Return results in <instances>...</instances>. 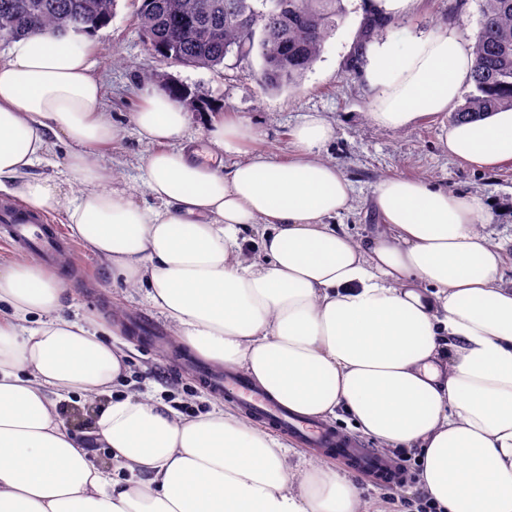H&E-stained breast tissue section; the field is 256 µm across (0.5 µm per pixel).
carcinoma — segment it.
Returning a JSON list of instances; mask_svg holds the SVG:
<instances>
[{
	"label": "carcinoma",
	"mask_w": 512,
	"mask_h": 512,
	"mask_svg": "<svg viewBox=\"0 0 512 512\" xmlns=\"http://www.w3.org/2000/svg\"><path fill=\"white\" fill-rule=\"evenodd\" d=\"M473 43L476 93L453 120L479 119L512 108V0H481ZM117 0H0V41L16 42L38 31L58 38L77 27L87 33L107 26ZM347 15L344 0H140L137 27L163 58L186 67L219 69L232 56L260 59L259 82L273 91L297 84L323 51L326 39ZM389 19H363L362 50ZM190 112L210 102L188 87L171 83Z\"/></svg>",
	"instance_id": "1"
}]
</instances>
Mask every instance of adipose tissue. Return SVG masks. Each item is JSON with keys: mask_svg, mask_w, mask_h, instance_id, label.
Masks as SVG:
<instances>
[{"mask_svg": "<svg viewBox=\"0 0 512 512\" xmlns=\"http://www.w3.org/2000/svg\"><path fill=\"white\" fill-rule=\"evenodd\" d=\"M92 45L38 32L0 62V195L56 212L201 358L304 418L342 410L379 449H417L415 482L437 512H512V285L483 199L386 176L370 200L379 228L354 238L333 223L353 196L322 155L336 135L325 117L303 115L285 161L244 156L257 133L242 121L213 122L203 156L185 139L190 112L148 84L131 115L148 151L129 187L104 159L120 131L101 110ZM365 59L369 117L387 130L447 112L474 64L453 26L372 43ZM443 141L475 168L511 161L512 108ZM60 143L64 179L33 176ZM66 179L77 192L62 193ZM251 225L253 248L240 235ZM63 308L44 264L0 265V512H368L353 481L289 465L240 416L187 418L138 390L101 409L110 464L92 462L59 407L106 397L126 354Z\"/></svg>", "mask_w": 512, "mask_h": 512, "instance_id": "adipose-tissue-1", "label": "adipose tissue"}]
</instances>
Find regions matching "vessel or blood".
Listing matches in <instances>:
<instances>
[{"label":"vessel or blood","mask_w":512,"mask_h":512,"mask_svg":"<svg viewBox=\"0 0 512 512\" xmlns=\"http://www.w3.org/2000/svg\"><path fill=\"white\" fill-rule=\"evenodd\" d=\"M0 236L13 245L38 250L51 259L57 258L61 253L57 230L43 223L41 217L27 212L19 215L8 210L1 212ZM204 380L216 393L234 400L281 431L299 435L313 447L334 449L336 454L356 468L374 469L385 480H397L398 472L390 465L373 459L365 449L356 447L339 432L294 415L278 402L257 392L236 374L228 371H208L204 374Z\"/></svg>","instance_id":"b4317fda"}]
</instances>
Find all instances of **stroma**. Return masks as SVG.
<instances>
[{
    "mask_svg": "<svg viewBox=\"0 0 512 512\" xmlns=\"http://www.w3.org/2000/svg\"><path fill=\"white\" fill-rule=\"evenodd\" d=\"M349 13L325 42L323 51L300 84L277 91L263 90L258 81L259 59L227 61L224 69L186 67L149 58L135 24V0H118L109 25L98 32L91 60L92 74L104 87L103 111L121 132L116 149L105 159L120 176L135 179L147 152L138 140L130 114L137 100L138 75L144 68L169 74L174 81L211 99L227 119L248 122L257 132L253 147L278 158L290 152V133L302 115L318 112L336 128L335 138L323 151L353 187L354 208L339 217L353 236L373 230L378 219L368 201L376 181L386 175L423 178L451 191L471 192L489 203L493 216L487 233L494 240L512 242V162L492 170H478L452 157L442 144L450 113L426 116L396 131L374 125L367 112L369 99L362 82L363 60L355 56L361 23L370 0H346ZM481 0H415L412 10L393 17L377 40H402L419 33H435L455 24L467 39L478 32ZM54 271L67 296L70 317L92 316L111 325L117 340L128 342L126 377L114 386V395L130 389L151 392L183 416L210 410L218 396L204 383L199 370L204 359L179 349L164 320L144 301L107 272L103 262L74 245L71 259H60ZM294 458L336 469L355 482L368 503L379 512H416L420 496L413 477L419 469L418 452L393 449L388 457L397 464L401 481L392 485L377 476L354 471L349 464L320 448L294 444Z\"/></svg>",
    "mask_w": 512,
    "mask_h": 512,
    "instance_id": "stroma-1",
    "label": "stroma"
}]
</instances>
